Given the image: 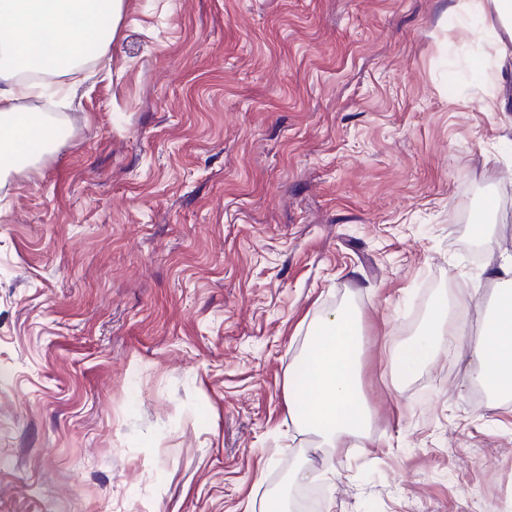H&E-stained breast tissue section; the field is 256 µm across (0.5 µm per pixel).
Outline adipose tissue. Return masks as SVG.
I'll list each match as a JSON object with an SVG mask.
<instances>
[{
  "label": "adipose tissue",
  "mask_w": 512,
  "mask_h": 512,
  "mask_svg": "<svg viewBox=\"0 0 512 512\" xmlns=\"http://www.w3.org/2000/svg\"><path fill=\"white\" fill-rule=\"evenodd\" d=\"M124 0H0V159L12 167L38 163L52 147L47 117L31 120L21 100L40 96L43 84L24 71L64 73L69 94L80 84L85 48L104 29H116ZM500 286L495 313L478 338L460 320L437 321L423 336L402 347L397 366L414 371L433 360L440 345L467 350L478 371L474 384L499 396L512 395V257L494 270ZM361 315L344 306L317 318L308 328L299 359L288 368V412L297 429L320 437L323 445L345 448L367 437L370 412L361 392Z\"/></svg>",
  "instance_id": "obj_1"
}]
</instances>
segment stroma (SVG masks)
<instances>
[{
	"instance_id": "1",
	"label": "stroma",
	"mask_w": 512,
	"mask_h": 512,
	"mask_svg": "<svg viewBox=\"0 0 512 512\" xmlns=\"http://www.w3.org/2000/svg\"><path fill=\"white\" fill-rule=\"evenodd\" d=\"M484 34L461 0H125L0 181V512H262L302 466L307 512H512V398L453 345L393 369L512 256ZM347 304L369 438L319 448L288 367Z\"/></svg>"
}]
</instances>
